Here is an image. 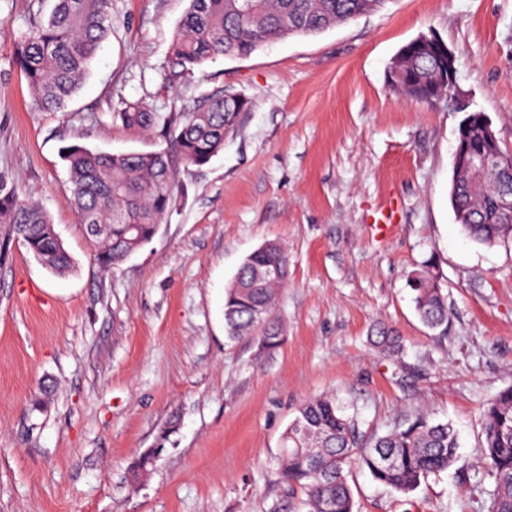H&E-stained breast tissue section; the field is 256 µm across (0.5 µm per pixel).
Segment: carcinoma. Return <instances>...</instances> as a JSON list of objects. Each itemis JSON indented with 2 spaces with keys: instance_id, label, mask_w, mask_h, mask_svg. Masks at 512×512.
Listing matches in <instances>:
<instances>
[{
  "instance_id": "1",
  "label": "carcinoma",
  "mask_w": 512,
  "mask_h": 512,
  "mask_svg": "<svg viewBox=\"0 0 512 512\" xmlns=\"http://www.w3.org/2000/svg\"><path fill=\"white\" fill-rule=\"evenodd\" d=\"M170 44V73L178 78L217 57L244 58L273 37L315 36L381 8L387 0H189ZM112 0H55L48 16L29 6L27 29L14 40L11 55L41 112L63 109L86 79L89 64L108 37ZM400 50L401 70L394 90L426 102L440 88L433 79L437 56L415 48ZM249 101L224 90L206 95L195 107L161 115L148 107L126 105L115 117L130 130L162 126L167 148L159 152L107 154L74 144L63 155L72 185V204L95 260L109 268L131 256L155 236L176 206L179 174L201 167L224 148ZM512 195V178L472 180L452 173L449 201L456 223L473 241L494 245L512 238V212L496 200ZM56 272L71 267V257L49 216L28 202L19 186L0 173V265L13 242ZM288 253L268 243L247 256L227 288L224 322L229 339H250L264 350L280 346L283 328L273 315L278 292L288 279ZM420 319L431 329L448 323L443 288L429 266L408 280ZM373 343L389 354L401 350L400 337L388 327L375 331ZM483 469L495 480L488 512H512V386L482 410ZM280 475L289 487L305 489L307 512H354L349 483L352 466L369 472L393 493L407 496L430 475L467 466L456 430L427 416L366 440L331 397L301 404L281 438Z\"/></svg>"
}]
</instances>
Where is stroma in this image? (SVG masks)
I'll return each instance as SVG.
<instances>
[{"label":"stroma","mask_w":512,"mask_h":512,"mask_svg":"<svg viewBox=\"0 0 512 512\" xmlns=\"http://www.w3.org/2000/svg\"><path fill=\"white\" fill-rule=\"evenodd\" d=\"M29 0H0V171L50 217L72 264L57 273L13 244L0 265V512H302L279 479L281 436L301 403L335 398L368 437L426 413L481 454L482 407L512 385V239L486 246L448 194L462 113L405 100L398 50L432 32L458 85L512 154V0H387L316 36L270 40L168 80L189 0H112V32L77 95L34 112L10 46ZM250 109L154 238L109 268L70 205L63 147L166 148L112 119L122 103L165 113L215 90ZM275 242L289 276L279 348L229 342L224 294ZM430 265L448 303L417 316L410 274ZM385 323L402 353L379 352ZM355 512H487L479 468H450L404 498L353 470Z\"/></svg>","instance_id":"35a3bbf8"}]
</instances>
